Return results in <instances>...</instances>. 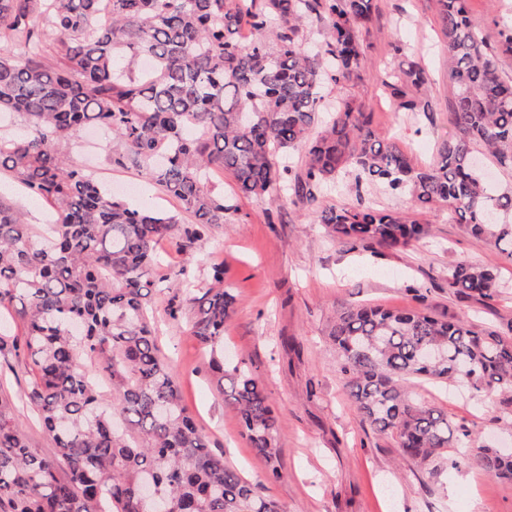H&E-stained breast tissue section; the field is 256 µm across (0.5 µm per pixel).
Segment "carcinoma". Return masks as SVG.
Wrapping results in <instances>:
<instances>
[{"label": "carcinoma", "mask_w": 512, "mask_h": 512, "mask_svg": "<svg viewBox=\"0 0 512 512\" xmlns=\"http://www.w3.org/2000/svg\"><path fill=\"white\" fill-rule=\"evenodd\" d=\"M439 2L457 134L420 168L372 130L360 107L345 102L329 112L321 95L329 80L359 77V32L372 23V0H0V31L16 44L0 52V112L24 122L22 133L0 136V177L56 213L53 224H30L0 198V308L19 304L23 323L22 339L0 337V350L30 360L28 398L56 447L50 458L31 448L0 396V512H152L139 497L148 478L166 512H281L209 449L151 328L157 244L178 230L192 244L232 209L208 180L214 170L246 197L274 203L287 190L351 250L405 247L426 232L360 195L316 209L324 190L353 174L357 186L374 181L424 208L447 205L512 260V193L486 183L473 165L481 145L512 167V80L498 68L512 56V25L489 44L468 0ZM41 19L59 36L55 66L41 61ZM314 20L323 23L322 39L310 45L304 31ZM424 83L413 64L388 87L401 110L427 113L429 102L405 91ZM85 126L117 136L125 152L114 162L145 171L193 223L133 209L67 164V141ZM297 151L299 169L277 161ZM175 275L182 288L170 314L189 312L224 403L269 477L279 478L280 426L264 386L245 362L224 358L235 304L224 268L212 267L201 291L188 267ZM497 285L491 268H448V289L467 297L492 301ZM329 336L360 422L394 436L402 457L423 464L454 448L467 464L512 481V460L494 447L472 450L465 427L408 399L402 385L411 376L449 381L512 402V336L418 307L381 306L344 309ZM96 372L112 385L110 414L90 382Z\"/></svg>", "instance_id": "carcinoma-1"}]
</instances>
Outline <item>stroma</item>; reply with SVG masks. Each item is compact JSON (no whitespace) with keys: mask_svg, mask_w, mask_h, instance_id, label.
<instances>
[{"mask_svg":"<svg viewBox=\"0 0 512 512\" xmlns=\"http://www.w3.org/2000/svg\"><path fill=\"white\" fill-rule=\"evenodd\" d=\"M470 7L488 42L497 41L501 22H512V0H470ZM360 39L365 51L362 80L326 83L325 101L362 105L379 136L392 139L416 166H430L438 145L455 133L454 86L448 76L439 0H373V21ZM394 40L406 46L407 55L392 54ZM412 61L427 74L419 91L432 105L426 114L400 110L385 86L389 73L406 69ZM123 152L115 136L84 129L72 135L67 162L111 182L131 207L176 213L181 223H188L177 201L144 171L115 164ZM211 180L235 205V213L211 225L200 241L186 248L161 243L163 262L152 276L165 279L166 287L151 296L158 346L171 359L184 402L211 450L274 498L282 512H512V481L456 463L452 450L428 465H417L399 457L391 436L362 426L327 336L335 312L357 303L391 309L422 303L451 320L507 330L512 327V261L494 244L455 223L446 205L422 209L379 185L363 186V195L426 224V236L396 250L349 251L332 242L301 205L284 199L273 211L268 202L241 195L229 176L216 172ZM459 262L497 271L494 301L449 292L448 269ZM185 264L201 287L211 267L224 269V282L236 298L224 345L260 378L278 415L279 480L269 479L264 459L251 447L236 412L225 404L209 357L186 316L168 314L169 300L179 286L175 272ZM31 379L28 361L0 353V394L11 400L12 415L22 424L30 446L50 457L55 444L25 397ZM406 388L411 398L466 425L474 445L512 440V405L503 397L474 398L455 386L419 378L407 380Z\"/></svg>","mask_w":512,"mask_h":512,"instance_id":"obj_1","label":"stroma"}]
</instances>
